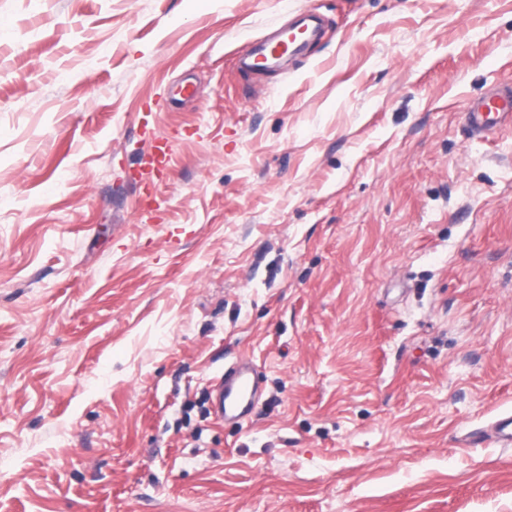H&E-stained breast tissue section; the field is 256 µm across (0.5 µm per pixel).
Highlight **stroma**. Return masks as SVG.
<instances>
[{
	"label": "stroma",
	"instance_id": "1",
	"mask_svg": "<svg viewBox=\"0 0 512 512\" xmlns=\"http://www.w3.org/2000/svg\"><path fill=\"white\" fill-rule=\"evenodd\" d=\"M502 81L512 0H0V512H512V129L461 114ZM315 33L316 30H309L308 26L279 28L265 42L244 48L238 61L255 71L268 70L284 56L301 53L310 36ZM278 48H283L285 53L277 55L275 51ZM143 140L148 143L147 160L142 175L145 187H154L162 182L169 171L174 142L171 137L162 136L148 122L143 125ZM252 366L251 361H234L224 366V374L216 380L211 409L225 425L241 426L259 405L264 388Z\"/></svg>",
	"mask_w": 512,
	"mask_h": 512
}]
</instances>
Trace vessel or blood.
<instances>
[{
  "mask_svg": "<svg viewBox=\"0 0 512 512\" xmlns=\"http://www.w3.org/2000/svg\"><path fill=\"white\" fill-rule=\"evenodd\" d=\"M310 36L311 32L305 26L277 29L265 42L244 48L238 61L255 71L270 69L278 63L280 55L301 53ZM463 118L471 135L476 137L492 128H512V87L492 84L481 97L466 103ZM142 132L148 145L142 175L146 187L150 188L165 179L174 142L172 138L158 134L149 124L143 126ZM263 393L264 388L251 362L234 361L225 366L216 381L212 412L225 424L242 425L254 415Z\"/></svg>",
  "mask_w": 512,
  "mask_h": 512,
  "instance_id": "vessel-or-blood-1",
  "label": "vessel or blood"
}]
</instances>
